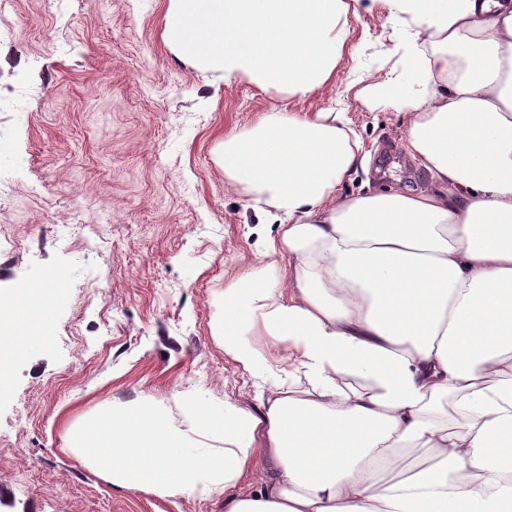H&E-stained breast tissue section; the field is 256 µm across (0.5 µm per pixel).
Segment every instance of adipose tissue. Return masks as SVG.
<instances>
[{
	"label": "adipose tissue",
	"mask_w": 512,
	"mask_h": 512,
	"mask_svg": "<svg viewBox=\"0 0 512 512\" xmlns=\"http://www.w3.org/2000/svg\"><path fill=\"white\" fill-rule=\"evenodd\" d=\"M389 4L405 65L364 97L405 113L430 186L341 193L367 163L342 112L274 107L226 134L224 188L268 232L212 330L258 406L90 416L68 445L114 486L224 512H512V0ZM349 10L168 0L164 38L199 72L306 98L342 61Z\"/></svg>",
	"instance_id": "ef3b65f1"
}]
</instances>
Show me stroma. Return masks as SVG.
<instances>
[{"mask_svg": "<svg viewBox=\"0 0 512 512\" xmlns=\"http://www.w3.org/2000/svg\"><path fill=\"white\" fill-rule=\"evenodd\" d=\"M168 0H10L0 17V292L66 281L37 344L0 392V512H224L220 497H160L112 485L67 446L71 424L149 397L190 392L203 409L254 407L247 373L210 320L224 286L254 259L253 212L225 191L217 145L278 106L345 109L370 159L346 194L422 190L403 114L357 98L399 66L406 32L387 0H361L330 88L302 100L201 73L164 39ZM108 241L60 231L79 209Z\"/></svg>", "mask_w": 512, "mask_h": 512, "instance_id": "1", "label": "stroma"}]
</instances>
